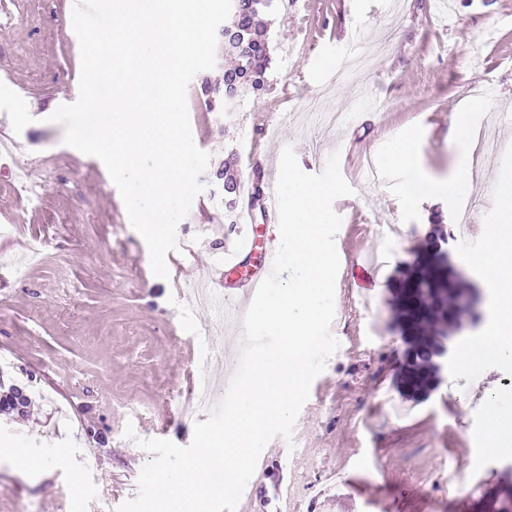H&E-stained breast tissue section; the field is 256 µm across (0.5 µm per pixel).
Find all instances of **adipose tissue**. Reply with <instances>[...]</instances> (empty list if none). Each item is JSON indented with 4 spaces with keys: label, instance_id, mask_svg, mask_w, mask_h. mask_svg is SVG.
Here are the masks:
<instances>
[{
    "label": "adipose tissue",
    "instance_id": "adipose-tissue-1",
    "mask_svg": "<svg viewBox=\"0 0 512 512\" xmlns=\"http://www.w3.org/2000/svg\"><path fill=\"white\" fill-rule=\"evenodd\" d=\"M495 204L503 222L491 230L487 249L477 265L490 285L496 286V320L489 336L476 349L464 352L463 364L512 358V187L497 190Z\"/></svg>",
    "mask_w": 512,
    "mask_h": 512
}]
</instances>
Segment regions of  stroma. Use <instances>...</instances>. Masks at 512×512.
I'll return each instance as SVG.
<instances>
[{
  "instance_id": "obj_1",
  "label": "stroma",
  "mask_w": 512,
  "mask_h": 512,
  "mask_svg": "<svg viewBox=\"0 0 512 512\" xmlns=\"http://www.w3.org/2000/svg\"><path fill=\"white\" fill-rule=\"evenodd\" d=\"M434 0H403L391 16L387 0H279L265 20L274 56L271 87L237 112L206 109L205 84L223 72L197 73L187 105L195 144L210 154L206 189L178 225L179 246L193 258L154 276L147 246L96 157L64 145L63 126L50 115L78 90L80 47L70 37L68 0H11L0 24V123L19 139L20 164L0 171V377L25 386V416L0 414V512H114L138 493L151 453L142 438L189 445L194 424L182 400L197 381L225 365L228 335L210 304L185 290L206 271L235 286L224 258L242 227L267 230L262 205H251L253 169L272 178L284 146L300 168L320 173L340 152L353 195L334 201L342 223L335 315L338 350L315 378L292 440L273 438L261 454L237 512H478L485 488L512 473V447L486 439L490 406L512 413V359L463 367L452 362L439 388L422 401L398 388L403 344L395 327L391 283L434 216L457 221L475 204L477 226L498 223L493 190L512 178V25L502 22L512 0H451L447 15ZM499 24L485 60L468 44ZM362 30L359 53L368 68L330 84L351 55L338 37ZM358 101L350 120L324 132L322 107ZM498 127L500 147L471 177L469 189L415 194L409 169L386 165L400 139L414 135L420 161L434 180L448 182L472 154L451 120ZM237 152L243 191L236 223L224 219L216 174L228 149ZM377 177H366L369 163ZM398 224L400 242H382L384 225ZM384 250L374 281L363 285L355 266ZM453 262L480 295L481 320L456 334V347L484 339L495 318L494 294L472 250L449 241ZM210 327L207 336L198 327ZM391 405H384V398ZM133 425L136 439L126 438ZM43 459L24 473L8 449ZM463 464L466 490L448 484Z\"/></svg>"
}]
</instances>
